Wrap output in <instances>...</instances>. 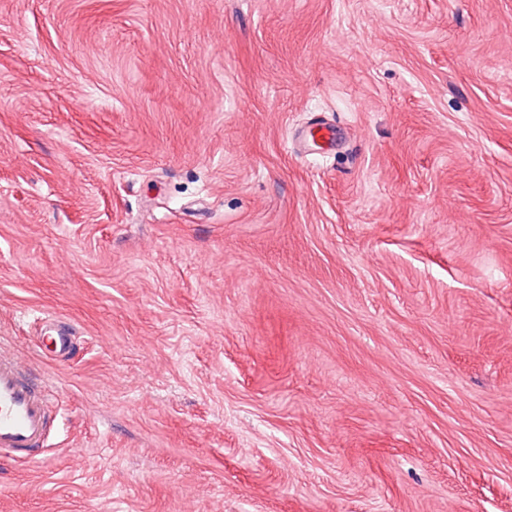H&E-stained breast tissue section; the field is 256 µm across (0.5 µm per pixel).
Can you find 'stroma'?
Wrapping results in <instances>:
<instances>
[{
	"instance_id": "obj_1",
	"label": "stroma",
	"mask_w": 512,
	"mask_h": 512,
	"mask_svg": "<svg viewBox=\"0 0 512 512\" xmlns=\"http://www.w3.org/2000/svg\"><path fill=\"white\" fill-rule=\"evenodd\" d=\"M0 344V512H512V0H0ZM62 320L48 319L42 327V335L39 336V348L43 344L52 353L55 361L66 360L73 348L75 330L71 327L62 326ZM57 331V333H50ZM49 380L24 369L18 355L0 349V452L38 460L52 422Z\"/></svg>"
}]
</instances>
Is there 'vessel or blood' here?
I'll list each match as a JSON object with an SVG mask.
<instances>
[{"label": "vessel or blood", "mask_w": 512, "mask_h": 512, "mask_svg": "<svg viewBox=\"0 0 512 512\" xmlns=\"http://www.w3.org/2000/svg\"><path fill=\"white\" fill-rule=\"evenodd\" d=\"M73 328L46 320L38 341L63 361L73 348ZM52 389L44 376L25 370L18 355L0 349V452L39 459L52 422Z\"/></svg>", "instance_id": "b4317fda"}]
</instances>
